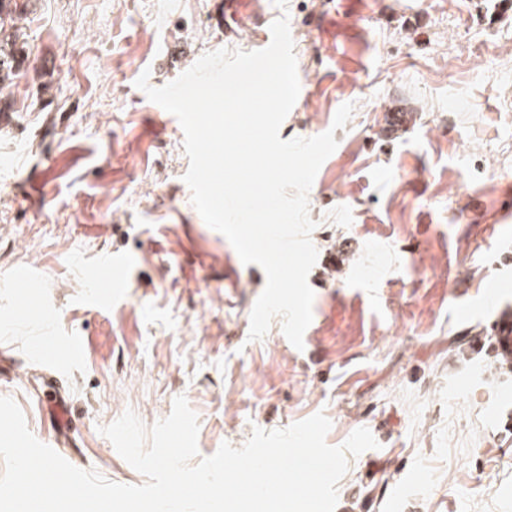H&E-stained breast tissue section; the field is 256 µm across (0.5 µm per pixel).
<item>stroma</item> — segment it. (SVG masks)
I'll use <instances>...</instances> for the list:
<instances>
[{"mask_svg": "<svg viewBox=\"0 0 512 512\" xmlns=\"http://www.w3.org/2000/svg\"><path fill=\"white\" fill-rule=\"evenodd\" d=\"M246 12L234 31L224 0H28L26 61L0 116V344L22 366L0 396L50 443L51 399L25 358L36 302L53 333L87 340L65 383L68 450L109 481L146 478L100 427L129 409L152 426L182 395L203 457L320 411L330 445L368 428L378 446L350 458L339 512H512V369L494 313L473 331L454 315L512 276L500 252L512 0H249ZM284 13L301 89L281 135L332 130L355 106L308 195L318 259L300 350L278 317L249 340L265 273L194 208L183 138L135 85L254 50ZM395 109L413 125L382 138ZM110 254L133 263L125 295L100 309L88 273Z\"/></svg>", "mask_w": 512, "mask_h": 512, "instance_id": "1", "label": "stroma"}]
</instances>
